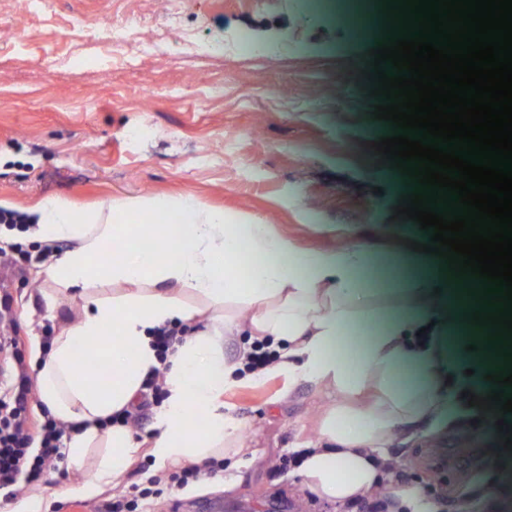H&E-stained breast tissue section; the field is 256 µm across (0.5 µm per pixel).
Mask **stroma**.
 Listing matches in <instances>:
<instances>
[{"instance_id":"obj_1","label":"stroma","mask_w":512,"mask_h":512,"mask_svg":"<svg viewBox=\"0 0 512 512\" xmlns=\"http://www.w3.org/2000/svg\"><path fill=\"white\" fill-rule=\"evenodd\" d=\"M355 2L356 29L310 0H180L173 15L144 9L141 0H46L39 18L15 2L5 6L0 32L13 39L0 46V200L24 213L47 198L90 207L189 195L272 222L306 252L359 239L388 257L427 242L428 231L395 215L401 196L420 185L372 162L374 141L394 129L373 117L370 84L351 68L384 42L368 0ZM115 14L197 42L242 34L250 46L226 58L172 39L162 56L129 67L105 53V26ZM75 15L85 19L83 31L69 30ZM68 52L79 54V72L57 63ZM139 126L151 135L131 137ZM43 269L34 260H0V295L10 296L18 350L29 362L45 328L61 333L81 311L80 299ZM478 330L448 317L441 341L449 367L482 397L470 349ZM224 401L245 426L250 461L154 500L151 512H200L206 500L214 512H343L301 486L296 465L283 463L294 449L316 444L329 390L272 377L242 384ZM501 417L512 423V413L464 405L399 423L385 448L380 498L392 505L396 490L411 488L429 512H512V479L495 494L482 489L491 469L512 470ZM45 481L55 492L43 512H96L142 478L125 473L92 497L77 494L83 473L75 468Z\"/></svg>"}]
</instances>
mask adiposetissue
I'll list each match as a JSON object with an SVG mask.
<instances>
[{"label":"adipose tissue","instance_id":"adipose-tissue-1","mask_svg":"<svg viewBox=\"0 0 512 512\" xmlns=\"http://www.w3.org/2000/svg\"><path fill=\"white\" fill-rule=\"evenodd\" d=\"M154 215L158 223L148 224ZM31 222L35 242L70 244L46 277L82 291L81 313L38 362L36 385L51 413L77 426L64 441L70 465L85 468L99 444L112 448L86 469L84 495L116 484L144 449L129 428L100 423L131 408L157 368L166 397L147 448L156 466L242 457L243 424L224 409L225 392L240 383V362L224 357L229 336L273 339L279 358L269 374L335 393L318 445L300 451L298 475L339 504L382 483L378 454L397 423L439 416L460 395L445 386L437 295L453 270L431 277L415 270L412 255L386 263L363 242L302 253L265 221L186 197L93 209L47 199ZM94 281L130 290L98 299L86 291ZM189 293L199 305L186 302ZM203 317L209 326L196 330ZM180 324L186 336L161 367L153 336ZM353 332L351 357L336 343Z\"/></svg>","mask_w":512,"mask_h":512}]
</instances>
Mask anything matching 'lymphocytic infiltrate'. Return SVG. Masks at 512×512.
<instances>
[{"mask_svg": "<svg viewBox=\"0 0 512 512\" xmlns=\"http://www.w3.org/2000/svg\"><path fill=\"white\" fill-rule=\"evenodd\" d=\"M18 336L13 320H0V491L11 488L19 473L30 482L58 470L63 459L62 438L66 426L51 414H44L41 424L30 419L27 397L32 390L30 366L17 351ZM224 468L223 461L211 459L169 473L155 475L135 486L132 497L113 499L105 512H140L150 500L165 491L180 489L203 481Z\"/></svg>", "mask_w": 512, "mask_h": 512, "instance_id": "obj_1", "label": "lymphocytic infiltrate"}]
</instances>
